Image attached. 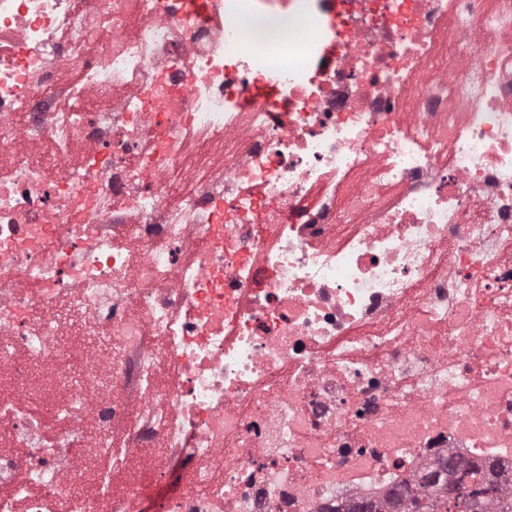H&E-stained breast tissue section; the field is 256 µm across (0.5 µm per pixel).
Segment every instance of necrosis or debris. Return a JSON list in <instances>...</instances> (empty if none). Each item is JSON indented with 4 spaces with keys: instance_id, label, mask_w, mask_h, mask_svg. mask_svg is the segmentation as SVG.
I'll use <instances>...</instances> for the list:
<instances>
[{
    "instance_id": "obj_1",
    "label": "necrosis or debris",
    "mask_w": 512,
    "mask_h": 512,
    "mask_svg": "<svg viewBox=\"0 0 512 512\" xmlns=\"http://www.w3.org/2000/svg\"><path fill=\"white\" fill-rule=\"evenodd\" d=\"M76 446L167 512L512 495V0H0V512H137ZM448 492L454 495L448 497ZM403 501L407 512H486L489 506L512 512V497L501 494L498 481L461 458H449L448 473L447 463L441 464L426 477L421 491H406ZM154 497L143 502L140 505V511L137 512H161L159 505L163 499L167 498L177 487L178 472L171 470L161 479L154 478ZM148 510V511H144Z\"/></svg>"
}]
</instances>
